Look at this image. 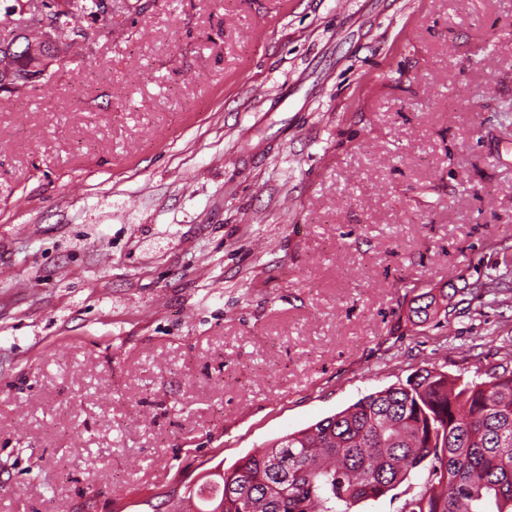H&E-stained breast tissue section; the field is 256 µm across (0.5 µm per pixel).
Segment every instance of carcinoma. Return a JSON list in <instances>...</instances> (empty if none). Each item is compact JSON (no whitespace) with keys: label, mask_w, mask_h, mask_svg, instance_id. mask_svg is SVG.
<instances>
[{"label":"carcinoma","mask_w":512,"mask_h":512,"mask_svg":"<svg viewBox=\"0 0 512 512\" xmlns=\"http://www.w3.org/2000/svg\"><path fill=\"white\" fill-rule=\"evenodd\" d=\"M60 45L83 19H99V0L56 4ZM25 37L3 81H51L48 52ZM512 291V271L434 288L411 299L412 324L441 322L467 301ZM422 490L400 512H512V355L485 377L451 378L423 368L406 383L368 394L308 428L280 437L230 469L217 468L188 492L197 512H351L363 499L396 489L417 468Z\"/></svg>","instance_id":"obj_1"}]
</instances>
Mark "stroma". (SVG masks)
Wrapping results in <instances>:
<instances>
[{
	"label": "stroma",
	"mask_w": 512,
	"mask_h": 512,
	"mask_svg": "<svg viewBox=\"0 0 512 512\" xmlns=\"http://www.w3.org/2000/svg\"><path fill=\"white\" fill-rule=\"evenodd\" d=\"M112 0L0 91V512L186 485L512 349V0ZM511 291V269H506L502 274L487 277L485 280L477 279L470 283L464 280V286L453 288L452 294H448L443 288L439 291H436V288H431L429 291L418 294L411 299V304L415 306H409L408 320L412 325L419 326L434 321L437 324L441 322V318L447 321L448 316L456 312L460 304L470 301L468 302V305H470L473 300H482L486 296H492V299L486 301L485 304L497 303L499 302V295H505ZM458 292L461 298L455 301L454 298L458 295ZM413 317H416L418 321H415Z\"/></svg>",
	"instance_id": "35a3bbf8"
}]
</instances>
